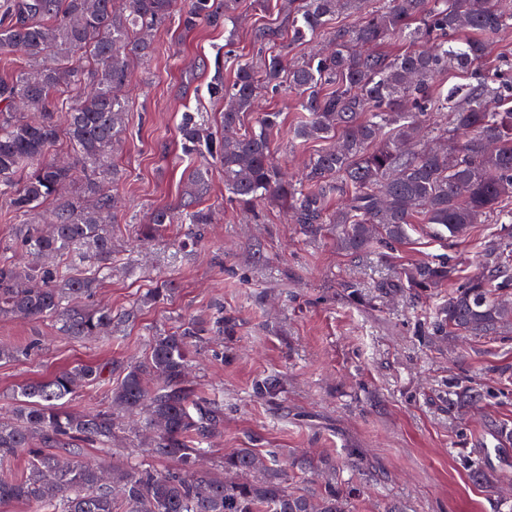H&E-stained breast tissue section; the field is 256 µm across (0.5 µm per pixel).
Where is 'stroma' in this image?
<instances>
[{"instance_id":"1","label":"stroma","mask_w":512,"mask_h":512,"mask_svg":"<svg viewBox=\"0 0 512 512\" xmlns=\"http://www.w3.org/2000/svg\"><path fill=\"white\" fill-rule=\"evenodd\" d=\"M279 0H240L235 30H184L170 20L153 36L151 53L132 59L124 127L112 147L119 206L112 220V277L95 301L121 314L139 306L120 337L78 342L61 336L54 319L0 317V346L24 354L0 361V413L14 405L22 383L78 364L143 356L152 333L181 317H210L216 306L236 321L233 335L200 343L190 378L224 403V432L209 454L222 462L236 448H275L335 459L361 494L351 512H512V332L445 340L432 333L436 311L453 285L408 287L405 270L450 257L463 276L483 255L512 243V225L476 224L455 241L424 225L405 243L349 254L336 229L305 236L277 207L259 203L249 216L225 200L224 173L209 171L199 204L216 223L190 255H174L173 232L138 245L136 230L152 209L174 206L189 185L193 161L183 157V113L219 126L223 102L207 84L216 52L259 62L258 29L281 23ZM281 113L271 140L274 161L301 176L315 146L302 147L289 129L298 118L295 93L261 90L257 112ZM177 291L167 302L140 306L161 280ZM277 375L282 393L259 397L257 380ZM489 389L479 409L448 404V382ZM483 458L510 482L496 491L471 481L469 455Z\"/></svg>"}]
</instances>
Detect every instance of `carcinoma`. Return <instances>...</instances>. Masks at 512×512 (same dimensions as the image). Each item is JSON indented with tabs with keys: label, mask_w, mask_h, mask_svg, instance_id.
Wrapping results in <instances>:
<instances>
[{
	"label": "carcinoma",
	"mask_w": 512,
	"mask_h": 512,
	"mask_svg": "<svg viewBox=\"0 0 512 512\" xmlns=\"http://www.w3.org/2000/svg\"><path fill=\"white\" fill-rule=\"evenodd\" d=\"M364 0H288L283 28H262L257 40L275 44L282 31L300 41L324 31L336 14L356 13ZM237 0H9L0 14V50L21 53L29 69L0 81V197L29 218L15 239L42 262L19 267L0 259V316L51 317L75 340L102 338L134 321L141 307L163 302L174 288L162 283L140 304L116 316L82 304L112 275L113 140L123 124L120 95L129 60L150 52L147 36L174 13L186 30L228 28ZM512 30V0H383L357 26L329 32L333 50L287 63L271 54L260 69L237 63L232 84L216 58L210 96L224 102L221 128L184 116L182 156L224 170L230 204L249 210L267 200L315 237L334 224L341 247L405 240L413 224H428L442 238L459 239L475 224L512 223V68L484 63L489 41ZM396 39L406 49H379ZM460 73L465 82L436 89L432 77ZM299 93L302 119L290 130L302 142L326 141L309 158L305 178L283 180L270 152L280 112H265L244 135L236 132L252 110L257 89L281 85ZM450 124L436 128L440 148L421 145L420 133L436 112ZM69 141L72 163L51 150ZM82 189L63 195L75 168ZM209 169L195 167L187 199L154 209L137 236L150 242L175 224L187 233L174 242L194 247L215 213L200 207ZM347 201L338 208L333 196ZM506 257L491 251L479 271L461 282L435 316L438 336H493L512 327V301L504 278ZM457 275L455 265H418L411 288H431ZM234 334V321L217 309L208 320L185 318L153 334L136 361L81 364L18 387L16 408L0 420V461L23 456L22 476L0 479V502L37 504L49 512H349L359 489L338 480L327 456H299L283 464L274 448H236L222 471L201 465L212 439L224 432V403L201 395L188 380L191 356L202 337ZM118 382L110 406L67 408L81 382L105 374ZM273 399L280 381L255 386ZM449 401L459 408L478 400L456 383ZM146 414V452L173 463L166 471L135 464L105 469L81 460L85 446L103 452L123 415ZM472 481L498 480L480 458L466 459ZM310 473L317 488L288 487V468Z\"/></svg>",
	"instance_id": "carcinoma-1"
}]
</instances>
